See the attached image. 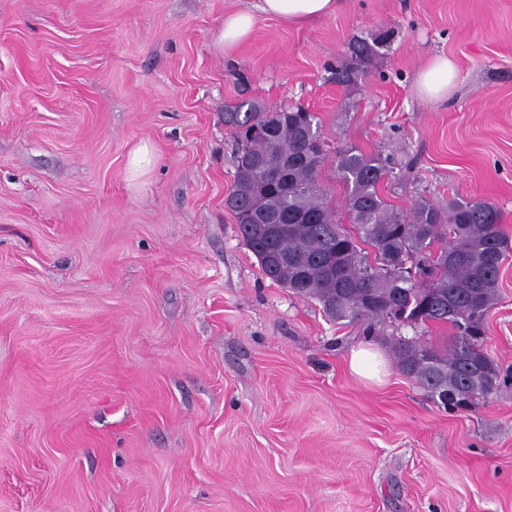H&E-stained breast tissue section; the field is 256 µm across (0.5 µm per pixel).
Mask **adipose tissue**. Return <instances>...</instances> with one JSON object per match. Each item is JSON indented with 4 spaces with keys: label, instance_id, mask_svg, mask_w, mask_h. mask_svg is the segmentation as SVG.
I'll use <instances>...</instances> for the list:
<instances>
[{
    "label": "adipose tissue",
    "instance_id": "adipose-tissue-1",
    "mask_svg": "<svg viewBox=\"0 0 512 512\" xmlns=\"http://www.w3.org/2000/svg\"><path fill=\"white\" fill-rule=\"evenodd\" d=\"M340 7L341 0H258L255 9H239L225 14L215 46L225 53L248 41L260 13L296 25L335 15ZM455 79L454 62L448 57L437 56L418 73L417 88L421 96L440 100L447 98Z\"/></svg>",
    "mask_w": 512,
    "mask_h": 512
}]
</instances>
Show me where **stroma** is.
Returning a JSON list of instances; mask_svg holds the SVG:
<instances>
[{"label":"stroma","mask_w":512,"mask_h":512,"mask_svg":"<svg viewBox=\"0 0 512 512\" xmlns=\"http://www.w3.org/2000/svg\"><path fill=\"white\" fill-rule=\"evenodd\" d=\"M255 2L0 0V512H512V389L447 409L380 336L387 377L359 379L361 330L267 279L224 205L225 109L299 105L391 160L395 208L487 200L512 232V0L261 14L220 53ZM356 38L380 45L348 90ZM485 345L512 375V256ZM256 23V15L251 9H239L224 16V24L218 31L215 46L218 51L230 52L251 37ZM455 79L454 62L448 56H436L417 74V88L421 96L427 99H445ZM157 159L156 149L149 141H142L135 145L127 155L128 180L136 183L144 178L155 167Z\"/></svg>","instance_id":"stroma-1"}]
</instances>
